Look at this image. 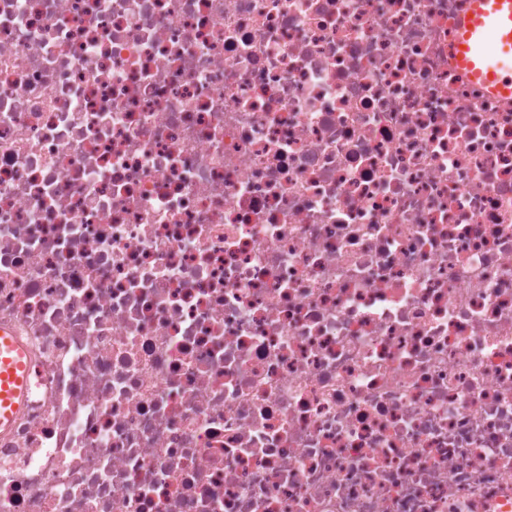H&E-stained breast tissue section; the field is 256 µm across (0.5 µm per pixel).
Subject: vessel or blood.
Wrapping results in <instances>:
<instances>
[{"label":"vessel or blood","mask_w":512,"mask_h":512,"mask_svg":"<svg viewBox=\"0 0 512 512\" xmlns=\"http://www.w3.org/2000/svg\"><path fill=\"white\" fill-rule=\"evenodd\" d=\"M451 45L455 62L491 93L512 98V0H468ZM26 352L0 332V430L8 429L30 392Z\"/></svg>","instance_id":"b4317fda"}]
</instances>
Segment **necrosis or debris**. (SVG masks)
Instances as JSON below:
<instances>
[{"label": "necrosis or debris", "mask_w": 512, "mask_h": 512, "mask_svg": "<svg viewBox=\"0 0 512 512\" xmlns=\"http://www.w3.org/2000/svg\"><path fill=\"white\" fill-rule=\"evenodd\" d=\"M466 2L0 0V512H512ZM24 347L14 336L0 332V431L7 430L30 392Z\"/></svg>", "instance_id": "obj_1"}]
</instances>
